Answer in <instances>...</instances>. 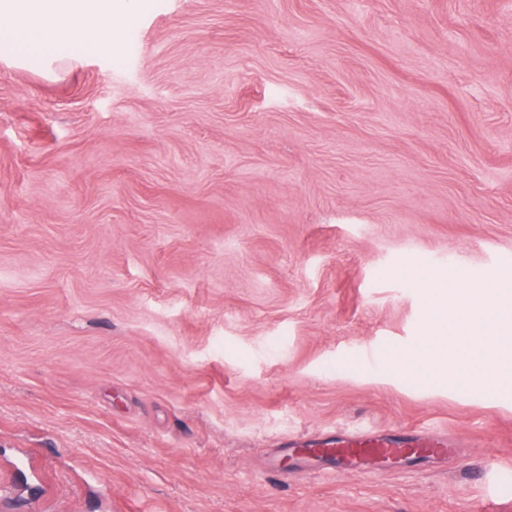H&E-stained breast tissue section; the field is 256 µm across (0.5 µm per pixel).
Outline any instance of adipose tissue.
<instances>
[{
    "label": "adipose tissue",
    "mask_w": 512,
    "mask_h": 512,
    "mask_svg": "<svg viewBox=\"0 0 512 512\" xmlns=\"http://www.w3.org/2000/svg\"><path fill=\"white\" fill-rule=\"evenodd\" d=\"M136 7L137 0H0V30L19 45L48 51L65 41L94 42L104 22L130 16ZM426 297L430 350L462 364L475 354L491 367L512 347V286L433 283Z\"/></svg>",
    "instance_id": "1"
}]
</instances>
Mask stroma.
I'll return each mask as SVG.
<instances>
[{"mask_svg":"<svg viewBox=\"0 0 512 512\" xmlns=\"http://www.w3.org/2000/svg\"><path fill=\"white\" fill-rule=\"evenodd\" d=\"M512 282V0H139L0 53L8 512H512V359L420 345ZM442 433L346 472L290 441Z\"/></svg>","mask_w":512,"mask_h":512,"instance_id":"1","label":"stroma"}]
</instances>
